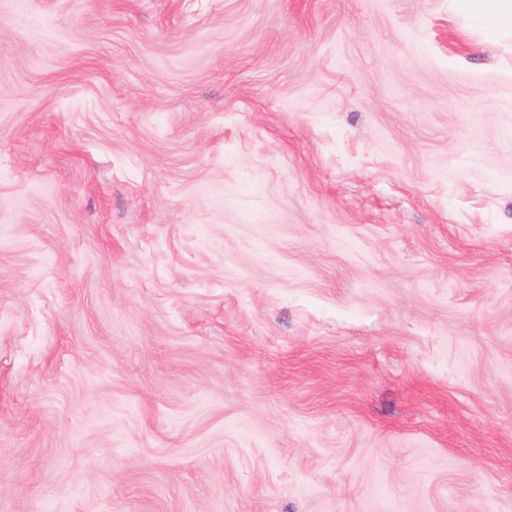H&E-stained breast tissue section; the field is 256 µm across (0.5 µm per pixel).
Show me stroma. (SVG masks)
<instances>
[{
	"mask_svg": "<svg viewBox=\"0 0 512 512\" xmlns=\"http://www.w3.org/2000/svg\"><path fill=\"white\" fill-rule=\"evenodd\" d=\"M0 512H512V32L0 0Z\"/></svg>",
	"mask_w": 512,
	"mask_h": 512,
	"instance_id": "obj_1",
	"label": "stroma"
}]
</instances>
